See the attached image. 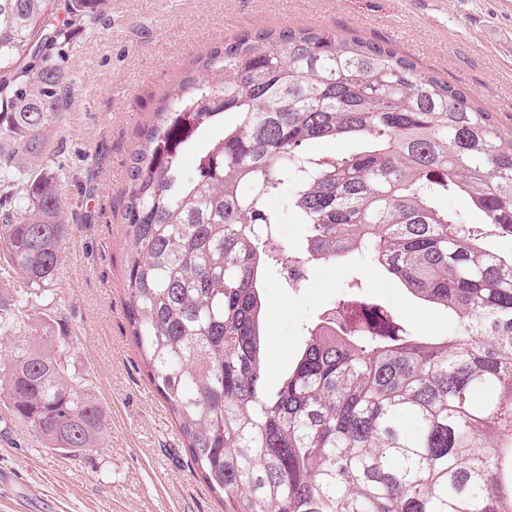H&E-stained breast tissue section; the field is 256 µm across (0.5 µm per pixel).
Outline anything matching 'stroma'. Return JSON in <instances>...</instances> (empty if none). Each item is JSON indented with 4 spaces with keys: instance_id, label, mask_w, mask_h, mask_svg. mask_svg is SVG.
<instances>
[{
    "instance_id": "35a3bbf8",
    "label": "stroma",
    "mask_w": 512,
    "mask_h": 512,
    "mask_svg": "<svg viewBox=\"0 0 512 512\" xmlns=\"http://www.w3.org/2000/svg\"><path fill=\"white\" fill-rule=\"evenodd\" d=\"M286 26L389 42L512 132V51L502 45L512 37V0H111L95 24L72 25L70 102L42 161L66 197L51 286L59 299L26 315L13 303L23 280L0 259V310L11 318L0 342L69 337L71 368L91 381L106 433L96 451L69 457L45 449L0 404V512H224L195 477L179 422L131 335L125 191L142 129L197 59L241 32ZM359 269L370 300L397 309L419 334H447L441 310L414 303L373 263ZM347 274L325 264L297 290L269 280V381L287 370L305 327L341 294Z\"/></svg>"
}]
</instances>
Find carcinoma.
I'll return each mask as SVG.
<instances>
[{"mask_svg": "<svg viewBox=\"0 0 512 512\" xmlns=\"http://www.w3.org/2000/svg\"><path fill=\"white\" fill-rule=\"evenodd\" d=\"M107 0H0V253L30 310L67 225L41 167L69 102L44 49ZM66 19L58 21L59 13ZM129 167L127 315L194 471L224 512H512V133L385 42L315 29L245 32L163 100ZM320 142H353L319 154ZM193 155L188 168L184 160ZM461 197L462 212L448 205ZM280 201L302 226L276 244ZM381 267L445 311L420 336L349 277L266 380L264 290L324 264ZM52 336L0 357V400L45 447H97L104 411Z\"/></svg>", "mask_w": 512, "mask_h": 512, "instance_id": "carcinoma-1", "label": "carcinoma"}]
</instances>
